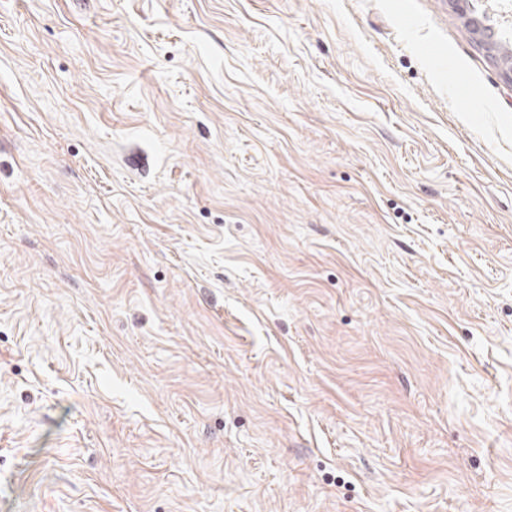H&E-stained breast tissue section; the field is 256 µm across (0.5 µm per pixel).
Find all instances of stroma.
<instances>
[{
  "mask_svg": "<svg viewBox=\"0 0 512 512\" xmlns=\"http://www.w3.org/2000/svg\"><path fill=\"white\" fill-rule=\"evenodd\" d=\"M0 0V512H512V0Z\"/></svg>",
  "mask_w": 512,
  "mask_h": 512,
  "instance_id": "35a3bbf8",
  "label": "stroma"
}]
</instances>
